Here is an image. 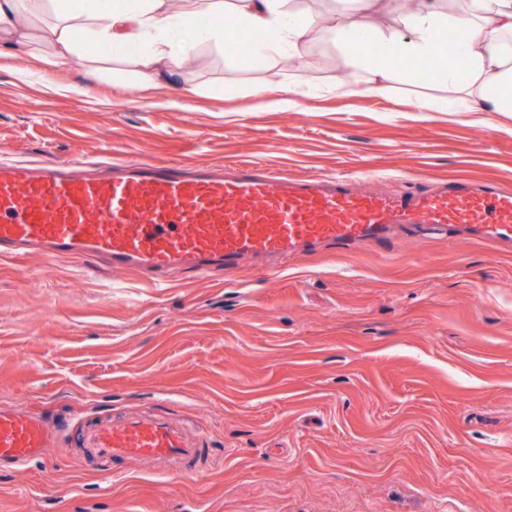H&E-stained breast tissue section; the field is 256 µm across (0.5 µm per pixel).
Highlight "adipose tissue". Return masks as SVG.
I'll use <instances>...</instances> for the list:
<instances>
[{
  "label": "adipose tissue",
  "instance_id": "1",
  "mask_svg": "<svg viewBox=\"0 0 512 512\" xmlns=\"http://www.w3.org/2000/svg\"><path fill=\"white\" fill-rule=\"evenodd\" d=\"M336 23L326 32L351 66L367 72L362 82L333 86L341 97H384L390 92L394 69L384 59L360 53V44L381 41L397 54L414 62H434L438 82L448 91L451 112H512V0H461L448 5L444 0H421L403 28L382 30L376 17L398 10L400 0H340ZM58 14L59 21L48 31L52 54L47 66L77 54L75 23H82L88 37L99 45L111 44L115 28L133 21L131 38L151 42V50L139 58L137 77L143 86L170 81L174 64V34L191 39L224 40V0H211L212 24L199 27L201 13L192 8L169 10L166 0H77L68 9L63 0H0V42L21 48L29 37L21 24L24 16L44 11ZM233 13L243 28L264 33L252 51L266 56L302 58L314 19L304 17L293 0H235ZM458 33L456 42L438 41L440 31Z\"/></svg>",
  "mask_w": 512,
  "mask_h": 512
}]
</instances>
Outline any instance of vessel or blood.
Returning <instances> with one entry per match:
<instances>
[{
    "instance_id": "obj_1",
    "label": "vessel or blood",
    "mask_w": 512,
    "mask_h": 512,
    "mask_svg": "<svg viewBox=\"0 0 512 512\" xmlns=\"http://www.w3.org/2000/svg\"><path fill=\"white\" fill-rule=\"evenodd\" d=\"M437 225L512 241V191L465 179L427 190L366 191L345 179H296L247 162L222 168L116 159L105 168L0 161V249L46 259L93 256L110 267L208 276L329 244L389 239L400 225ZM59 439L41 417L0 408V466L43 458ZM76 447L102 466L153 460L186 467L208 447L165 415L98 421Z\"/></svg>"
}]
</instances>
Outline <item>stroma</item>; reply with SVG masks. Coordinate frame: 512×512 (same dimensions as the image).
Returning a JSON list of instances; mask_svg holds the SVG:
<instances>
[{
	"mask_svg": "<svg viewBox=\"0 0 512 512\" xmlns=\"http://www.w3.org/2000/svg\"><path fill=\"white\" fill-rule=\"evenodd\" d=\"M52 21L26 20L32 53L0 48V158L512 188V113L439 111L443 89L415 69L387 98L326 93L363 74L322 33L299 61L180 46L196 65H176L175 92L137 85L144 41L96 81L75 57L43 66ZM293 83L320 93L266 107ZM0 406L64 429L160 409L210 447L193 472L128 461L109 476L64 432L0 467V512H512V246L409 226L162 284L91 258L0 257Z\"/></svg>",
	"mask_w": 512,
	"mask_h": 512,
	"instance_id": "35a3bbf8",
	"label": "stroma"
}]
</instances>
